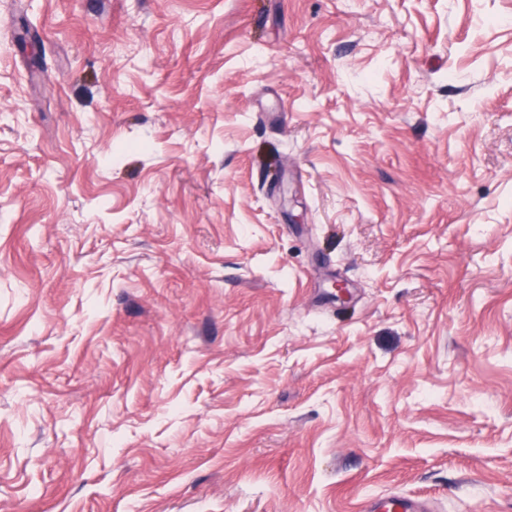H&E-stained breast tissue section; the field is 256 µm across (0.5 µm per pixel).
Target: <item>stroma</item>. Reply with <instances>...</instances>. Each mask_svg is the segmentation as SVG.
Returning <instances> with one entry per match:
<instances>
[{
    "instance_id": "stroma-1",
    "label": "stroma",
    "mask_w": 512,
    "mask_h": 512,
    "mask_svg": "<svg viewBox=\"0 0 512 512\" xmlns=\"http://www.w3.org/2000/svg\"><path fill=\"white\" fill-rule=\"evenodd\" d=\"M385 493L512 512V0H0V512Z\"/></svg>"
}]
</instances>
